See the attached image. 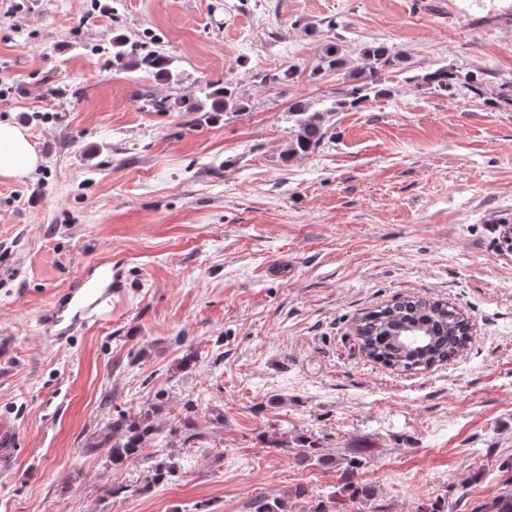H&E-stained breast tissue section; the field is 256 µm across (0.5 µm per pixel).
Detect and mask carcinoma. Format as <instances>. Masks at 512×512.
Segmentation results:
<instances>
[{"label":"carcinoma","mask_w":512,"mask_h":512,"mask_svg":"<svg viewBox=\"0 0 512 512\" xmlns=\"http://www.w3.org/2000/svg\"><path fill=\"white\" fill-rule=\"evenodd\" d=\"M144 45L131 43L122 36L112 41V64L121 67L144 68L153 75L168 82L178 81L179 74L172 69V59L156 51L143 52ZM404 62V54L383 42L365 45L360 51V62L347 67L341 48L335 44L324 47L320 63L314 67L310 77L319 80L330 72H344V80L349 83L345 98L340 104L351 108L365 105L370 96H387L390 89L381 82L380 72ZM422 82L441 90L455 85L457 75L446 68L436 69L421 76ZM209 104V111L224 112L242 109L240 99L234 89L221 80L209 81L201 89ZM331 111H311L307 103L294 102L288 110V118L293 120L289 128L288 140L281 152V159L288 163L302 155L313 153L323 144L328 134V117ZM451 310L438 302H426L414 297L404 298L380 309L363 312L355 321V331L361 348L367 357L379 361L398 371H423L434 364L448 361L459 355L470 341L468 318L458 312L450 317ZM417 327L427 338L429 348L424 352L400 349L386 341L393 329ZM159 409L153 405L137 413H118L112 419L110 432L103 441L93 447H108V458L112 467L120 468L140 456L151 436L158 432L155 415ZM294 457L300 464L316 462L326 464L332 458L321 453L311 442L297 439ZM176 463L166 459L157 461L152 469V480L160 483L172 475ZM348 495L352 500L368 502L375 496V489L358 481L355 461L351 460L340 470L339 484L328 501H319L313 512H336L341 496Z\"/></svg>","instance_id":"cac0c4a2"}]
</instances>
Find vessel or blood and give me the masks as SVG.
<instances>
[{"label": "vessel or blood", "mask_w": 512, "mask_h": 512, "mask_svg": "<svg viewBox=\"0 0 512 512\" xmlns=\"http://www.w3.org/2000/svg\"><path fill=\"white\" fill-rule=\"evenodd\" d=\"M114 286L110 258L99 257L42 313L41 325L50 341L68 342L80 326L105 317L112 305Z\"/></svg>", "instance_id": "1"}]
</instances>
